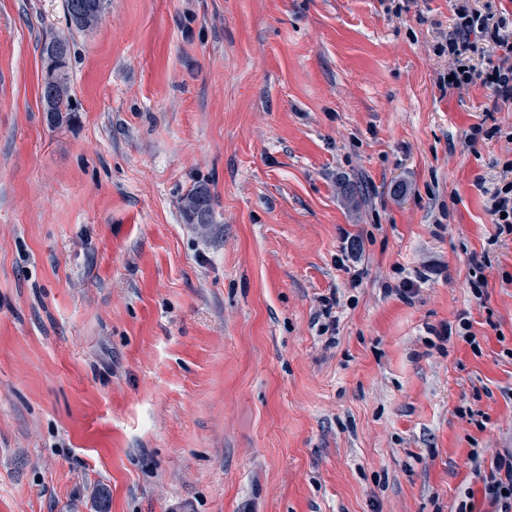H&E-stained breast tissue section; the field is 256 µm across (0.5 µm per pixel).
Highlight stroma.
Segmentation results:
<instances>
[{
	"instance_id": "35a3bbf8",
	"label": "stroma",
	"mask_w": 512,
	"mask_h": 512,
	"mask_svg": "<svg viewBox=\"0 0 512 512\" xmlns=\"http://www.w3.org/2000/svg\"><path fill=\"white\" fill-rule=\"evenodd\" d=\"M456 5L0 0V512H494L512 104L440 92ZM100 4L97 5V16L98 19L101 16L103 10V0H99ZM91 1L89 0H65V9H66V19L69 23L70 28H74L77 30H85L91 27L94 23L98 21L95 20L93 22H89L87 20L88 8L86 4H89ZM56 46H59V47H62L65 49V51H64L65 66H64L63 71L58 76L57 83L55 84L56 95H55V98H53L52 100L48 98V92H49L50 85L45 83V78H44V83L42 86V94H41L43 104L45 103L44 104V112H47V120H48L49 124L53 125V126L60 125L67 118L68 113H64L65 115H63V112H70L69 102H68L69 76H68V72H67V63H68L67 61H68V57L70 54L69 41L65 38H59V37L55 38L54 37V38L44 42V44L42 46L41 53H42V57L44 60L46 55H48L52 51L56 50ZM58 85L63 87V89H64L63 92L56 90ZM484 192L488 195L487 210L496 225L497 236L512 237V180L505 178ZM502 212L506 213L505 218H501ZM210 194L206 187L199 186L183 202V213L190 224H212Z\"/></svg>"
}]
</instances>
